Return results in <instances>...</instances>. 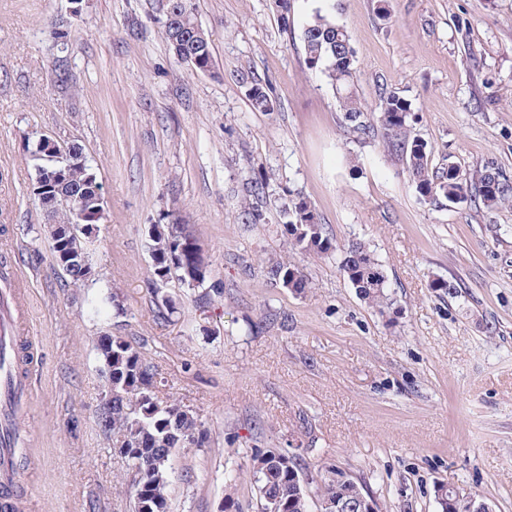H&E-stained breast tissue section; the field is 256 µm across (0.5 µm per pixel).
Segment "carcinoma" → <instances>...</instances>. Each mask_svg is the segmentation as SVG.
<instances>
[{
  "label": "carcinoma",
  "mask_w": 512,
  "mask_h": 512,
  "mask_svg": "<svg viewBox=\"0 0 512 512\" xmlns=\"http://www.w3.org/2000/svg\"><path fill=\"white\" fill-rule=\"evenodd\" d=\"M196 23L193 0H165L163 33L179 61H184L176 45V37L185 36L184 44H192ZM305 62L309 69L320 71L327 79L348 129L356 140L365 143L381 135L388 151L395 154L415 184L420 199L436 201L444 198L450 203L471 200L487 210L512 202V178L494 164L487 163L469 172L448 166L440 173L431 170V148L421 137L412 134L413 114L409 100L383 93L373 117L361 101L356 89L358 82L354 51L345 28L329 16L316 13L303 29ZM201 55L199 71L214 69V55L209 38H199ZM56 82L60 89L70 90L71 75L67 60L57 59ZM246 95L251 105L267 112L273 108L265 87L255 79L245 80ZM63 189L40 198L34 197L42 214H51L61 223L76 220L75 212L90 215L104 208L95 190L96 176L80 146H73ZM290 220L284 234L290 244L320 256H339V267L353 288L380 314L394 305L387 292V277L373 253L361 242L340 247L320 224L316 209L303 196L290 199ZM149 249L156 260L153 264L154 293L172 277L190 290L205 287L211 271L206 259L185 256L184 264H171L169 255L187 241H192L198 254H203L199 240L189 225L172 216L169 224L149 226ZM68 248L76 261L62 268L69 284L84 285V268L91 266L82 237L68 240ZM269 280L282 288L301 293L309 286L302 271L284 261H274L267 267ZM96 350L106 373L109 388L101 409L111 426L105 433L112 437V447L127 449L124 459L133 472L130 499L133 512H169L168 488L172 482L174 458L179 448H202L208 440L207 430L193 410L176 403L162 401L156 394V373L142 351V346L124 336H103ZM286 452L273 448L257 451L252 457L256 491L261 512H309V499L304 491L303 477L296 461L286 465L281 458ZM349 494L353 498L367 497L363 483L353 479L336 482V473L321 480L319 496L331 498Z\"/></svg>",
  "instance_id": "carcinoma-1"
}]
</instances>
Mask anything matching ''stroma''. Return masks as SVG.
I'll return each mask as SVG.
<instances>
[{
	"label": "stroma",
	"mask_w": 512,
	"mask_h": 512,
	"mask_svg": "<svg viewBox=\"0 0 512 512\" xmlns=\"http://www.w3.org/2000/svg\"><path fill=\"white\" fill-rule=\"evenodd\" d=\"M193 2L213 47L208 73L175 58L164 0H0V261L29 283V512H129L132 473L96 418L105 332L145 342L159 397L208 432L206 447L174 460L170 512H220L228 495L258 512L252 455L269 448L298 454L313 504L341 469L382 512H442L441 486L512 512V203L422 201L382 140H355L301 42L315 12L333 16L368 109L397 92L433 167L491 163L512 177V0H292L285 17L274 0ZM60 56L69 96L55 83ZM247 77L273 110L251 107ZM43 134L81 145L102 186L105 218L86 240L94 274L79 288L55 264L31 194L27 146ZM259 177L267 189L254 200ZM295 193L338 245L374 253L393 309L371 308L335 258L287 243ZM248 200L259 223L242 220ZM172 210L220 293L202 309L168 283L178 311L164 322L148 228ZM277 259L303 270L304 293L270 282ZM112 291L123 314L91 315L90 300Z\"/></svg>",
	"instance_id": "stroma-1"
}]
</instances>
